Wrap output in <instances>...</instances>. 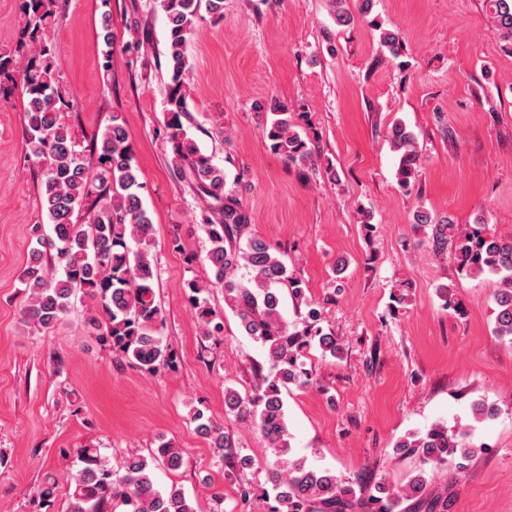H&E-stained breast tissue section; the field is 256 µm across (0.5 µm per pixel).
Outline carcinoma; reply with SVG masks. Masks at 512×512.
Returning a JSON list of instances; mask_svg holds the SVG:
<instances>
[{
    "mask_svg": "<svg viewBox=\"0 0 512 512\" xmlns=\"http://www.w3.org/2000/svg\"><path fill=\"white\" fill-rule=\"evenodd\" d=\"M20 37L14 50L0 53V94L20 85L24 98L25 138L29 157L41 171L40 201L52 233L35 226L37 246L21 278L29 292L23 310L25 321L39 331H49L68 312L77 294L97 307L86 321L112 351L147 374L176 365L175 352L164 341L159 325L162 311L155 299L157 266L152 255L155 228L144 206L138 167L129 142L126 121L118 112L102 133L100 145L80 149L72 129L64 122L69 93L60 80L54 50L47 31L55 18V0H18ZM336 24L354 21L347 0H329ZM494 31L508 42L512 53V0H488ZM223 16L224 0H155L166 20L164 136L170 148L174 174L187 182L201 200L194 223L206 234L209 247L202 262L209 268L205 281L186 283L188 300L203 335L224 334V318L209 303L213 288L224 291V302L233 309L244 334L261 343L271 365L267 375L256 376L254 392L247 398L227 389L225 406L255 420L277 460L268 470L271 488L262 489L264 502H275L268 512H447L448 499L426 492V471L401 488L377 487L363 497L353 480L327 469L309 468L292 454L291 435L284 409V392L295 386L311 388L314 381L305 368L309 348L338 357L342 346L321 326V306L306 297L304 281L288 269L283 254L266 241L250 237L240 245L250 214L228 187L224 168L206 154L184 125L188 117L185 83L190 64L185 51L194 33L201 7ZM252 110L264 116L261 133L269 148L291 166H317L313 139L298 123L299 116L286 101H256ZM391 150L399 155L397 180L411 190L421 167L417 137L404 123L395 122L387 133ZM93 213L88 224L79 222L82 210ZM414 224L431 229L435 250L448 258L465 276L500 277L493 294L496 307L494 334L512 338V236L498 237L481 225L462 228L449 218H437L427 210L414 213ZM247 277L236 279L240 269ZM308 307L301 324L288 323L281 312V293L276 285ZM191 422L209 437L219 460L233 454V443L224 427L192 410ZM402 456H416L422 465L444 468L466 460L477 448L465 430L435 424L411 433L395 443ZM180 449L160 441L149 455L112 462L99 448H84L76 468L69 471V512H201L184 490L157 487L154 469L177 470ZM60 491L48 477L36 489V512H54Z\"/></svg>",
    "mask_w": 512,
    "mask_h": 512,
    "instance_id": "1",
    "label": "carcinoma"
}]
</instances>
